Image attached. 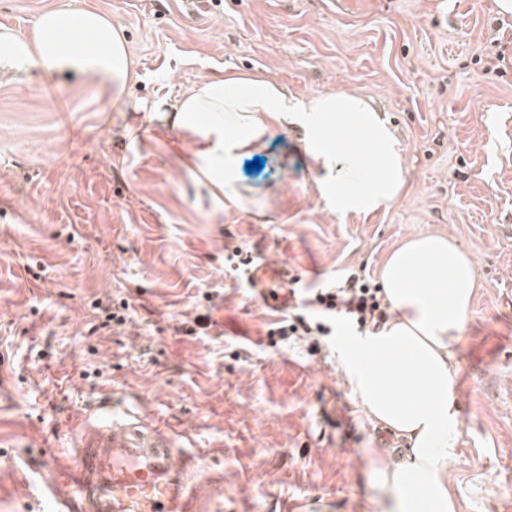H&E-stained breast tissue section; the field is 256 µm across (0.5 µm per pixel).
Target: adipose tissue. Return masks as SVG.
<instances>
[{"label": "adipose tissue", "mask_w": 512, "mask_h": 512, "mask_svg": "<svg viewBox=\"0 0 512 512\" xmlns=\"http://www.w3.org/2000/svg\"><path fill=\"white\" fill-rule=\"evenodd\" d=\"M75 32L86 35L84 48L67 44ZM0 65L34 69L45 77L100 78L116 97L131 79L121 30L107 16L80 6L43 13L31 38L0 33ZM300 112L307 115L311 156L327 171L328 202L341 211H370L399 196L406 183L403 156L375 110L353 95L338 92L296 102L272 81L222 74L187 91L168 120L191 134L187 164L208 181L211 194L241 203L240 162L260 152L273 126ZM332 114L345 119L355 140L326 128L323 119ZM367 154L375 160L377 176L349 184L352 168ZM382 281L390 318L344 345L347 378L367 417L408 447L403 463H389L381 453L372 460L381 505L384 512H455L447 468L459 412L450 348L471 307L473 261L447 237L418 234L388 257Z\"/></svg>", "instance_id": "1"}]
</instances>
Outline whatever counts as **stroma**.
<instances>
[{
  "mask_svg": "<svg viewBox=\"0 0 512 512\" xmlns=\"http://www.w3.org/2000/svg\"><path fill=\"white\" fill-rule=\"evenodd\" d=\"M69 0H0V29L30 36ZM111 18L135 77L46 79L0 67V512H47L39 461L67 457L96 401L131 410L204 458L202 512H382L375 453L403 443L364 413L343 371L337 319L312 354L271 345L283 314L251 288L234 251L288 264L297 297L365 267L380 279L407 237H448L476 288L453 352L458 440L448 458L456 512H512V64L475 59L512 39L495 0H381L337 16L332 0H77ZM259 76L299 102L363 98L408 169L387 208L337 212L302 127H275L249 199L211 196L185 165L188 134L163 121L202 78ZM103 306L127 302L125 326ZM205 316L188 335L184 321Z\"/></svg>",
  "mask_w": 512,
  "mask_h": 512,
  "instance_id": "obj_1",
  "label": "stroma"
}]
</instances>
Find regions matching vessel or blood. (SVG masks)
<instances>
[{
  "label": "vessel or blood",
  "instance_id": "obj_1",
  "mask_svg": "<svg viewBox=\"0 0 512 512\" xmlns=\"http://www.w3.org/2000/svg\"><path fill=\"white\" fill-rule=\"evenodd\" d=\"M252 283H292L287 268L249 271ZM174 434L133 413L98 404L80 424L72 458L48 463L44 491L52 512H199L186 478L195 455L177 454Z\"/></svg>",
  "mask_w": 512,
  "mask_h": 512
}]
</instances>
